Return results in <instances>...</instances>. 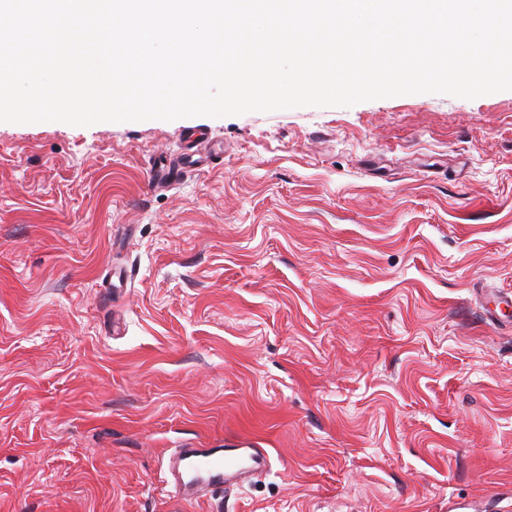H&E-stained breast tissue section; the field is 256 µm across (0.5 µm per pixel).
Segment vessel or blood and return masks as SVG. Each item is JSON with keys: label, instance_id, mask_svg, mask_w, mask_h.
Instances as JSON below:
<instances>
[{"label": "vessel or blood", "instance_id": "b4317fda", "mask_svg": "<svg viewBox=\"0 0 512 512\" xmlns=\"http://www.w3.org/2000/svg\"><path fill=\"white\" fill-rule=\"evenodd\" d=\"M201 138V133L189 134L185 162L150 161V184L156 188L168 186L190 168L223 166L224 157L220 153H197L196 147ZM267 466L268 453L263 448H240L230 452L220 448H177L168 455V473L164 483L169 494L179 502L195 504L223 496L232 478L245 473H262Z\"/></svg>", "mask_w": 512, "mask_h": 512}]
</instances>
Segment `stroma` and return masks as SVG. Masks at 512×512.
<instances>
[{
  "mask_svg": "<svg viewBox=\"0 0 512 512\" xmlns=\"http://www.w3.org/2000/svg\"><path fill=\"white\" fill-rule=\"evenodd\" d=\"M204 130L224 166L147 187ZM512 91L0 123V512H512ZM233 450L224 453L223 448H175L168 455L164 479L167 492L181 503L224 499V490L232 478L245 473L260 474L268 467L264 448Z\"/></svg>",
  "mask_w": 512,
  "mask_h": 512,
  "instance_id": "stroma-1",
  "label": "stroma"
}]
</instances>
